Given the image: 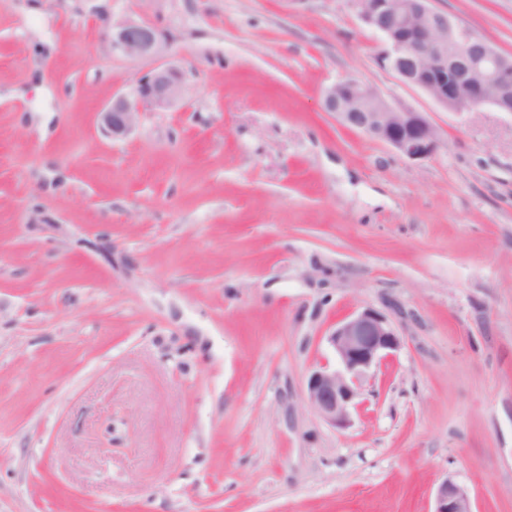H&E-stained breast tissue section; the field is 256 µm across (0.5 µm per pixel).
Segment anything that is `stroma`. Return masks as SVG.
Here are the masks:
<instances>
[{"label": "stroma", "instance_id": "stroma-1", "mask_svg": "<svg viewBox=\"0 0 512 512\" xmlns=\"http://www.w3.org/2000/svg\"><path fill=\"white\" fill-rule=\"evenodd\" d=\"M434 5L512 56V0ZM128 18L188 89L115 140ZM382 46L349 0H0V512H512V113ZM350 77L436 152L324 112ZM366 306L403 344L335 428L304 382ZM335 82L321 98L324 112H329L343 125L352 127L390 147L408 159L431 156L438 147L437 128L421 113L410 108H394L376 89L356 78ZM367 98L384 105L391 112H371L373 105L365 102L363 111L355 112L357 104ZM432 512H473L468 489L453 479H444L436 489Z\"/></svg>", "mask_w": 512, "mask_h": 512}]
</instances>
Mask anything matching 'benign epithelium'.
<instances>
[{"label": "benign epithelium", "mask_w": 512, "mask_h": 512, "mask_svg": "<svg viewBox=\"0 0 512 512\" xmlns=\"http://www.w3.org/2000/svg\"><path fill=\"white\" fill-rule=\"evenodd\" d=\"M351 2L361 21L383 38L379 57L383 69L450 111L470 112L485 106L506 111L501 93L512 81V59L435 8L432 0H392L390 23L375 21L373 0ZM106 41L111 51L129 59L155 62L138 79L132 94L114 97L99 112L103 130L120 139L135 130L143 113L178 107L186 97V77L183 70L164 60L166 38L148 20H124L112 26ZM367 98L387 111H356L357 104ZM321 106L340 123L408 159L427 158L438 147V130L422 113L391 106L362 80L330 85ZM327 340L338 366L313 367L305 379V396L323 421L344 428L350 423L362 380L402 346V337L387 313L368 306L337 323ZM433 512H473L468 489L444 479L436 489Z\"/></svg>", "instance_id": "7a95c632"}]
</instances>
